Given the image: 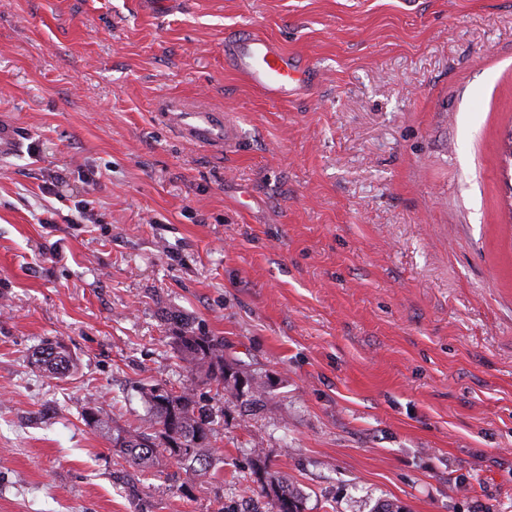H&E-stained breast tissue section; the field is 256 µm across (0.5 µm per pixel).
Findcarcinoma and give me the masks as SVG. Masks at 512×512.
Here are the masks:
<instances>
[{"mask_svg": "<svg viewBox=\"0 0 512 512\" xmlns=\"http://www.w3.org/2000/svg\"><path fill=\"white\" fill-rule=\"evenodd\" d=\"M173 345L191 375L190 386L179 393L168 390L163 394L159 393L158 385L148 388L145 392L149 405L148 430L119 433L113 442L141 470L170 456L176 458L192 477H203L209 464L202 448L211 433V415L209 409L197 400V386L214 382L223 387L224 392L236 396V383L232 382L235 373L224 366L221 344L198 327L182 325L173 337ZM35 363L50 375L62 376L74 367V358L58 342L42 348ZM83 418L96 430L109 427L110 416L100 407L87 410ZM278 486L288 498V512H301L303 501L299 494L285 480L279 481Z\"/></svg>", "mask_w": 512, "mask_h": 512, "instance_id": "1", "label": "carcinoma"}]
</instances>
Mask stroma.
<instances>
[{
    "instance_id": "obj_1",
    "label": "stroma",
    "mask_w": 512,
    "mask_h": 512,
    "mask_svg": "<svg viewBox=\"0 0 512 512\" xmlns=\"http://www.w3.org/2000/svg\"><path fill=\"white\" fill-rule=\"evenodd\" d=\"M241 30L307 91L226 69ZM184 322L266 386L204 388L195 480L111 443L186 384ZM276 479L304 512H512V0H0V512H268ZM224 65L269 99L285 101L305 85V67L275 41L243 32L224 39ZM166 117L181 135L207 148H224L233 138V128L223 112L178 109ZM35 363L50 375L62 376L74 367V358L65 346L57 342L42 348Z\"/></svg>"
}]
</instances>
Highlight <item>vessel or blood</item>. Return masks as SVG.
<instances>
[{
    "label": "vessel or blood",
    "mask_w": 512,
    "mask_h": 512,
    "mask_svg": "<svg viewBox=\"0 0 512 512\" xmlns=\"http://www.w3.org/2000/svg\"><path fill=\"white\" fill-rule=\"evenodd\" d=\"M224 64L274 101L292 99L305 84V69L297 57L251 32L225 39ZM168 119L184 138L207 148H224L233 138L228 118L217 111L183 108Z\"/></svg>",
    "instance_id": "obj_1"
}]
</instances>
